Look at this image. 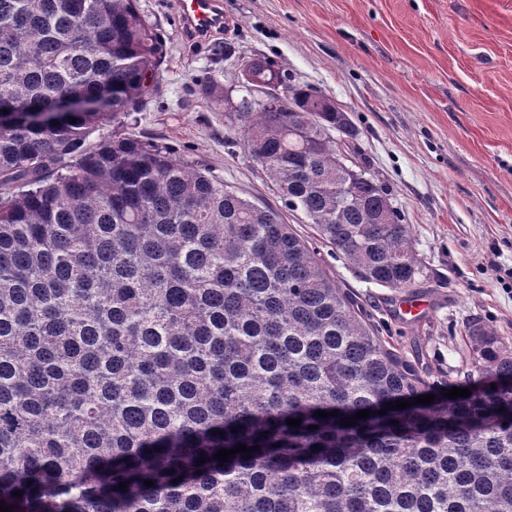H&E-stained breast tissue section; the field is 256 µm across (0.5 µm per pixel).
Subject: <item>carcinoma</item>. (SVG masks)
Masks as SVG:
<instances>
[{
    "mask_svg": "<svg viewBox=\"0 0 512 512\" xmlns=\"http://www.w3.org/2000/svg\"><path fill=\"white\" fill-rule=\"evenodd\" d=\"M163 56L139 0H0V501L512 512V346L469 327L472 369L444 386L471 394L443 396L278 211L162 143L102 133L146 108ZM249 71L281 96L245 89L226 115L248 157L362 279L412 287L392 190L337 167L345 147L372 169L356 125L269 60ZM200 91L224 101L215 76ZM66 98L106 108L35 119ZM240 445L259 450L214 457Z\"/></svg>",
    "mask_w": 512,
    "mask_h": 512,
    "instance_id": "obj_1",
    "label": "carcinoma"
}]
</instances>
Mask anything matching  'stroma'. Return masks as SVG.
<instances>
[{"instance_id":"obj_1","label":"stroma","mask_w":512,"mask_h":512,"mask_svg":"<svg viewBox=\"0 0 512 512\" xmlns=\"http://www.w3.org/2000/svg\"><path fill=\"white\" fill-rule=\"evenodd\" d=\"M224 24L193 39L176 0H139L165 58L127 132L167 143L243 197L280 211L374 330L419 348L440 384L471 365L467 329L512 344V0H223ZM274 61L332 97L359 128L374 170L410 224L430 307L398 313L401 290L361 279L299 212L285 207L245 154L227 105L199 95L233 85L251 59Z\"/></svg>"}]
</instances>
